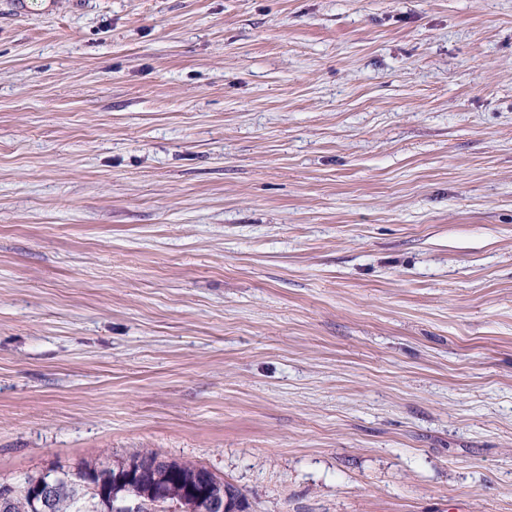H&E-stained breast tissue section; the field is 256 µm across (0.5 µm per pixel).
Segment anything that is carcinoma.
I'll list each match as a JSON object with an SVG mask.
<instances>
[{"mask_svg":"<svg viewBox=\"0 0 512 512\" xmlns=\"http://www.w3.org/2000/svg\"><path fill=\"white\" fill-rule=\"evenodd\" d=\"M136 463L146 466V482L162 485L168 491L164 502L149 496L135 497L126 492V486L117 484L116 478ZM202 470L194 463L164 460L150 449L116 465L99 459L75 466L56 465L49 473L41 470L19 479L15 494L6 507L0 506V512H39L32 490L46 480L55 484L51 512H121L126 503L136 504L135 512H168L174 502L182 500L186 484ZM208 476L210 485L224 490V496L238 507V512H248L249 503L237 487L212 472Z\"/></svg>","mask_w":512,"mask_h":512,"instance_id":"obj_1","label":"carcinoma"}]
</instances>
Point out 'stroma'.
Wrapping results in <instances>:
<instances>
[{"label":"stroma","instance_id":"stroma-1","mask_svg":"<svg viewBox=\"0 0 512 512\" xmlns=\"http://www.w3.org/2000/svg\"><path fill=\"white\" fill-rule=\"evenodd\" d=\"M0 0V479L143 449L250 512H512V0Z\"/></svg>","mask_w":512,"mask_h":512}]
</instances>
